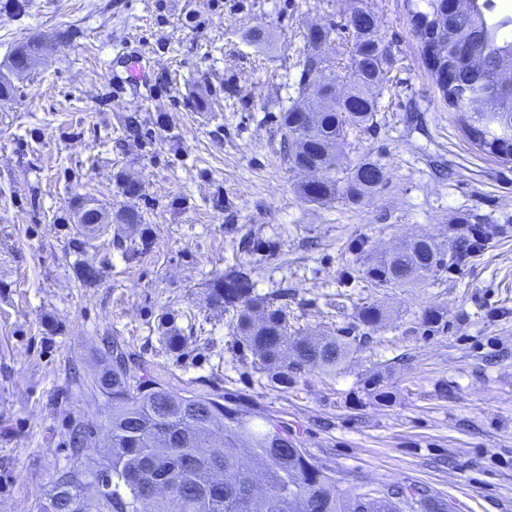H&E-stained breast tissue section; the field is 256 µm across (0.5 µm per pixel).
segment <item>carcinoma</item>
Instances as JSON below:
<instances>
[{"instance_id": "1", "label": "carcinoma", "mask_w": 512, "mask_h": 512, "mask_svg": "<svg viewBox=\"0 0 512 512\" xmlns=\"http://www.w3.org/2000/svg\"><path fill=\"white\" fill-rule=\"evenodd\" d=\"M408 10L425 21L415 31L421 49H426L428 28L448 12V36L442 47L444 65L454 77L446 87L437 86L442 99L458 112L468 139L481 151L512 162V89L499 82L502 70L512 68V17L493 15V0H457L446 8L445 0H409ZM358 10L348 18L353 35L346 69L348 97L336 95L315 101L301 112L289 107L281 112V154L288 168L305 175L298 186L303 200L322 203L341 199L361 204L385 184L384 167L362 162L339 176L337 150L349 131L363 129L380 111L379 95L389 82L395 60L377 33V24ZM331 28L308 30L307 48L296 62L295 83L303 96L316 75H331L334 63L311 51L325 42ZM468 43V61L456 56L454 46ZM49 45L38 39L27 41L15 52L10 67L28 71ZM60 224L75 225L72 245L81 255L95 247L112 224L139 228L138 240L125 248L130 255L151 249L148 229L140 227L141 213L121 208L112 213L94 200L73 196ZM487 232L473 228L458 250L444 256L440 246L428 238H417L379 260L362 265L364 279L377 287L402 286L436 275L445 264H458L484 245ZM76 274L85 286L96 285L101 269L79 260ZM288 289L267 298L255 294L252 269L228 270L208 285L207 303L236 312L235 328L243 348L254 357L255 368L283 389L303 374L333 370L348 356L351 343L312 339L292 334L288 327ZM165 349L178 352L185 336L175 317L166 316L158 325ZM96 388L112 401L106 422L110 451L94 472L74 466L59 473L40 512H451L447 501L420 486L392 485L373 493L343 495L336 478L325 471L306 449L277 429L263 430L252 420L227 408L207 393H177L163 383L132 371L126 355L112 349V365L96 377ZM366 395L384 401L380 377L363 382ZM247 445L261 461L253 469L239 455ZM102 484L112 480V491L94 501L83 493L85 480ZM167 486L161 496L145 493L147 485Z\"/></svg>"}]
</instances>
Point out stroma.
Listing matches in <instances>:
<instances>
[{
	"instance_id": "1",
	"label": "stroma",
	"mask_w": 512,
	"mask_h": 512,
	"mask_svg": "<svg viewBox=\"0 0 512 512\" xmlns=\"http://www.w3.org/2000/svg\"><path fill=\"white\" fill-rule=\"evenodd\" d=\"M395 65L374 127L351 132L339 165L370 160L384 187L359 205L303 201L300 173L279 156V114L296 104V61L311 25L346 84L351 0H32L0 8V74L28 38H54L16 98L0 100V512H40L60 471L94 469L109 414L92 380L110 360L103 337L135 357L138 374L176 392L208 393L254 423L288 431L357 495L387 484L424 486L453 512H512V164L464 135L423 62L407 0H363ZM143 54L149 85L126 81ZM140 135L128 136V116ZM142 185L124 196L117 174ZM140 211L154 240L129 256L112 225L86 255L101 267L78 281L73 232L56 224L69 198ZM489 228L476 254L418 285L362 279V254L429 237L450 245ZM266 243L251 254L248 235ZM253 270L254 291L288 289L297 334L362 336L333 371L282 389L236 343L234 313L210 311V280ZM388 311L376 327L360 308ZM446 313L442 329L424 310ZM188 335L167 352L158 319ZM379 374L391 399L370 400ZM86 445H67L73 426Z\"/></svg>"
}]
</instances>
